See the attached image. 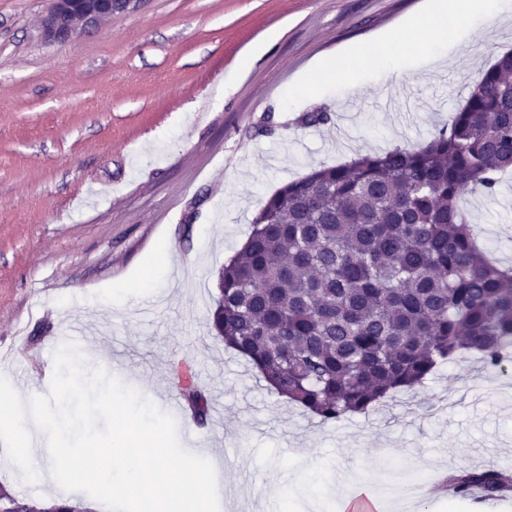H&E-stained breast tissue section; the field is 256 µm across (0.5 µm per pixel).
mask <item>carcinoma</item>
<instances>
[{
    "instance_id": "1",
    "label": "carcinoma",
    "mask_w": 512,
    "mask_h": 512,
    "mask_svg": "<svg viewBox=\"0 0 512 512\" xmlns=\"http://www.w3.org/2000/svg\"><path fill=\"white\" fill-rule=\"evenodd\" d=\"M512 171V50L470 86L448 129L285 183L222 267L211 329L266 387L321 424L423 386L468 353L505 367L512 268L478 248L458 200ZM453 498L512 493V474L450 475ZM17 512H80L19 502Z\"/></svg>"
}]
</instances>
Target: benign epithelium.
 Returning a JSON list of instances; mask_svg holds the SVG:
<instances>
[{"label": "benign epithelium", "mask_w": 512, "mask_h": 512, "mask_svg": "<svg viewBox=\"0 0 512 512\" xmlns=\"http://www.w3.org/2000/svg\"><path fill=\"white\" fill-rule=\"evenodd\" d=\"M140 0H50L41 34L48 44L63 45L96 32L116 14L136 8Z\"/></svg>", "instance_id": "1"}]
</instances>
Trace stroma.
I'll return each mask as SVG.
<instances>
[{"label": "stroma", "instance_id": "stroma-1", "mask_svg": "<svg viewBox=\"0 0 512 512\" xmlns=\"http://www.w3.org/2000/svg\"><path fill=\"white\" fill-rule=\"evenodd\" d=\"M428 0H140L91 37L50 45V0H0V377L52 369L69 326L84 351L156 405L184 364L222 408L178 424L214 466L220 512H341L344 487L380 512H472L442 470L512 469V370L466 356L411 394L319 424L266 389L210 329L216 276L283 184L320 165L411 147L448 125L479 71L512 48L489 16L401 66L382 34ZM365 57L346 58L351 45ZM323 112L326 125L302 118ZM479 244L512 266V178L464 194ZM422 496L406 497L415 469Z\"/></svg>", "mask_w": 512, "mask_h": 512}]
</instances>
